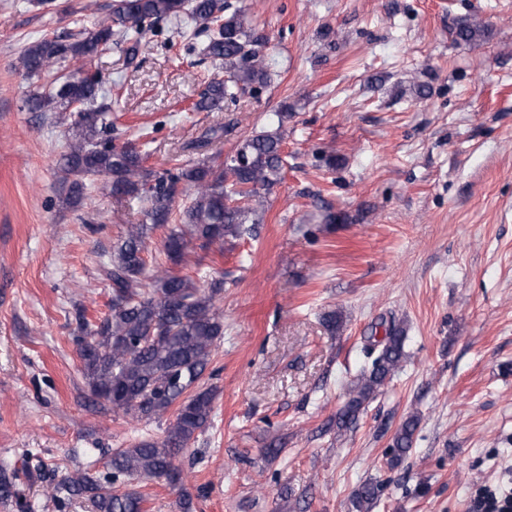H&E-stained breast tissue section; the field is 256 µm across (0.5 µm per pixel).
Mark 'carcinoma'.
I'll return each mask as SVG.
<instances>
[{
    "label": "carcinoma",
    "mask_w": 512,
    "mask_h": 512,
    "mask_svg": "<svg viewBox=\"0 0 512 512\" xmlns=\"http://www.w3.org/2000/svg\"><path fill=\"white\" fill-rule=\"evenodd\" d=\"M181 18L202 25L204 55L224 67V77L209 81L193 111L210 112L268 85L265 51L271 37L229 0H112L108 20L93 29L30 44L20 56V67L26 76L39 77L72 60L90 62L101 50L121 43L127 44L125 54L132 61L161 22ZM103 85L99 73L81 69L33 92L26 101L31 112L59 107L71 112L74 140L60 164L64 178L100 176L103 189L117 200L137 198L147 204L145 220L127 225L105 266L112 285L110 313L94 324L81 322V372L91 396L115 414L149 422L162 418L174 405L177 413L162 441L144 439L131 448H115L104 476L65 475L50 485L49 492L61 504L88 496L97 512H143L142 496L127 485L134 478L180 483L179 455L212 423L217 388L204 386L203 378L224 337V321L214 304L223 281L203 288L187 275L159 269L152 290H142L149 232L166 229L164 252L174 265L181 264L194 239L203 248H222L228 239L252 235L253 225L263 223L266 195L282 180V128L288 112L277 113L276 127L242 140L225 161L203 159L151 172L145 169L140 150L118 147L101 136ZM188 190L189 205L175 211L176 196ZM366 356L368 362L336 419L339 430L356 423L363 405L399 368L403 328L390 325L384 340L366 347ZM417 425L418 418L411 416L394 436L391 465L409 452ZM382 489L376 481L360 484L351 501L353 512H370Z\"/></svg>",
    "instance_id": "1"
}]
</instances>
